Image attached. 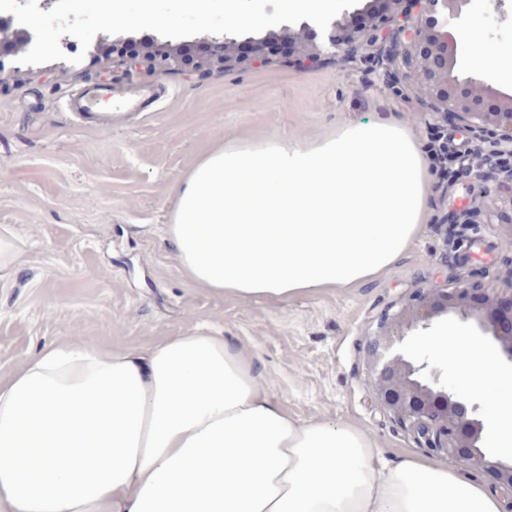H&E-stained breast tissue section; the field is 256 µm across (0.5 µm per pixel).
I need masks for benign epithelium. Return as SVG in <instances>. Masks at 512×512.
<instances>
[{"label":"benign epithelium","instance_id":"benign-epithelium-1","mask_svg":"<svg viewBox=\"0 0 512 512\" xmlns=\"http://www.w3.org/2000/svg\"><path fill=\"white\" fill-rule=\"evenodd\" d=\"M471 0H365L362 7L345 10L316 42L303 32H270L262 38L206 34L190 41L110 40L101 34L93 51L131 46L129 61L149 60L166 73L171 67L219 64H264L268 55L259 44L277 45L279 57L298 69L360 60L363 44L373 47L371 61L384 71L394 66L420 81L424 105L443 121L466 127L478 140L492 137L500 155L502 181L512 182V92L503 91L486 73L463 74L457 68V36ZM32 40L15 24L14 16L0 12V59L17 53ZM453 315L475 324L481 335L496 344L512 363V288L490 295L477 284L457 288H428L396 314L378 324L367 348L371 381L378 395L409 429L422 447L437 458L487 474L507 498L512 512V464L492 460L482 451L486 436L479 404L448 389L441 371L425 354L407 356L401 350L405 331L427 330L433 322Z\"/></svg>","mask_w":512,"mask_h":512}]
</instances>
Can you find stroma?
Listing matches in <instances>:
<instances>
[{
	"mask_svg": "<svg viewBox=\"0 0 512 512\" xmlns=\"http://www.w3.org/2000/svg\"><path fill=\"white\" fill-rule=\"evenodd\" d=\"M464 24L478 38L460 43L461 69L480 70L479 45L512 56V12L472 0ZM63 52L64 60L38 66L0 59V226L23 240L15 271L0 275V374L65 337L116 347L219 332L257 354L290 413L355 423L391 466L404 455L425 457L371 383L367 346L382 317L425 289L512 287V188L480 180L495 163L489 144L421 112L416 84L364 62L298 70L273 58L162 75L116 54H82L76 41ZM89 84L111 87L108 110L122 115L112 127L68 110L69 96ZM141 87L153 88L159 103L127 112ZM368 121L404 126L423 153L440 131L458 172L451 180L431 173L426 220L390 269L284 302L217 297L180 275L165 239L178 174L228 137L312 141ZM437 332L475 343L491 361L496 378L480 397L483 408L512 403V390L497 383L512 378V364L493 342L453 316L439 319Z\"/></svg>",
	"mask_w": 512,
	"mask_h": 512,
	"instance_id": "obj_1",
	"label": "stroma"
}]
</instances>
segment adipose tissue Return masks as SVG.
<instances>
[{
    "instance_id": "1",
    "label": "adipose tissue",
    "mask_w": 512,
    "mask_h": 512,
    "mask_svg": "<svg viewBox=\"0 0 512 512\" xmlns=\"http://www.w3.org/2000/svg\"><path fill=\"white\" fill-rule=\"evenodd\" d=\"M428 166L392 122L300 143L225 139L177 176L165 234L188 282L283 302L393 266L424 217ZM451 348L467 384L492 371ZM459 467H387L348 421L302 419L256 356L199 331L107 349L41 347L0 376V512H501Z\"/></svg>"
}]
</instances>
